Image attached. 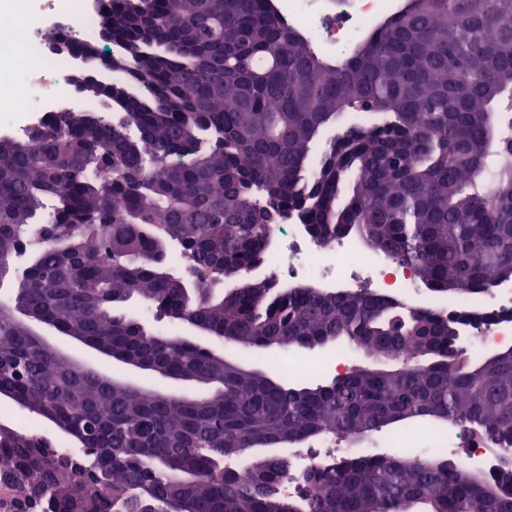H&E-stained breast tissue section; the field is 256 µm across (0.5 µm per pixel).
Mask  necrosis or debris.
Segmentation results:
<instances>
[{
  "label": "necrosis or debris",
  "instance_id": "4bbe7bcc",
  "mask_svg": "<svg viewBox=\"0 0 512 512\" xmlns=\"http://www.w3.org/2000/svg\"><path fill=\"white\" fill-rule=\"evenodd\" d=\"M396 0H336L324 9L321 0H278V14L303 32L320 50L346 56L382 17L396 13ZM98 0H0V138L23 139L29 128L44 125L61 110L94 108L93 100L77 95L75 60L68 42L97 41L102 28ZM276 246L262 266L270 281L294 287L348 288L368 281L382 293L415 305V280L397 264L369 259L355 264V243L338 238L318 242L296 215L283 218L275 230ZM458 308L475 307L482 316L475 327L481 349L512 347V281L499 284L478 303L460 297ZM439 448L463 449L468 462L485 471L499 467L501 456L481 436L449 427L435 442ZM346 439L322 435L314 448L288 453L284 495L318 494L305 474L352 455Z\"/></svg>",
  "mask_w": 512,
  "mask_h": 512
}]
</instances>
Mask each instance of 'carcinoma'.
I'll list each match as a JSON object with an SVG mask.
<instances>
[{"label":"carcinoma","mask_w":512,"mask_h":512,"mask_svg":"<svg viewBox=\"0 0 512 512\" xmlns=\"http://www.w3.org/2000/svg\"><path fill=\"white\" fill-rule=\"evenodd\" d=\"M102 14L122 74L112 108L142 136L76 111L34 140L0 139L3 273L60 335L161 376L188 372L201 393L106 384L38 345L1 302L0 384L77 429L114 474L99 490L83 452L54 459L0 425L15 495L38 512H113L117 500L134 512H512V348L469 360L456 343L466 315L247 277L296 213L317 240L351 235L416 268L435 295L512 278V161L482 188L512 96V0H405L339 63L268 0H104ZM133 300L157 321L187 311L243 348L346 344L397 367L290 385L157 333L127 315ZM421 419L482 436L501 467L357 453L306 473L319 496L279 495L276 449ZM258 448L245 469L225 463Z\"/></svg>","instance_id":"carcinoma-1"}]
</instances>
